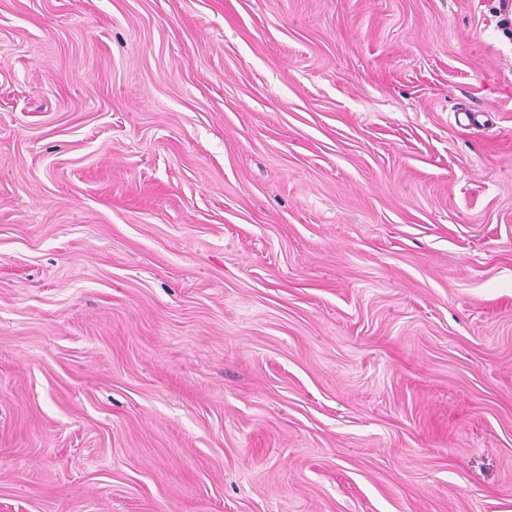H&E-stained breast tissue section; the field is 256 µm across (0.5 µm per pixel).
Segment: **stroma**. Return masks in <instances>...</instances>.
<instances>
[{
    "label": "stroma",
    "instance_id": "35a3bbf8",
    "mask_svg": "<svg viewBox=\"0 0 512 512\" xmlns=\"http://www.w3.org/2000/svg\"><path fill=\"white\" fill-rule=\"evenodd\" d=\"M0 512H512L497 0H0Z\"/></svg>",
    "mask_w": 512,
    "mask_h": 512
}]
</instances>
